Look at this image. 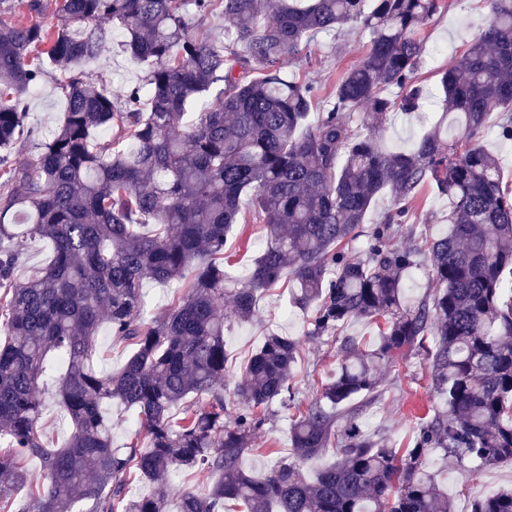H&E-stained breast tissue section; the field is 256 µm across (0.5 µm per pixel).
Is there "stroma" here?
<instances>
[{
    "mask_svg": "<svg viewBox=\"0 0 512 512\" xmlns=\"http://www.w3.org/2000/svg\"><path fill=\"white\" fill-rule=\"evenodd\" d=\"M487 18L481 0H445L444 9L419 33L422 55L426 60L419 77L427 87H435L439 70L444 69L460 54L467 41L477 37ZM114 43L106 53L105 65L89 64L90 76H105L112 86L113 96H122L126 89L138 83L142 70L131 55L120 46L121 34H114ZM368 35L352 28L341 32L322 33L311 43L306 59L298 71L306 80L329 86L345 69L357 64L365 55ZM58 70H49L38 92L28 99V123L38 135L15 144L14 154L24 158L38 152L41 139L49 137L61 124L66 110V99L58 86ZM440 110L438 101H430L422 111L397 113L379 132L382 142L389 147H401L415 140L431 125ZM265 246L262 225H248L241 236H230L224 246L230 257L229 268L237 274L245 273ZM290 288L277 285L259 303L261 318L253 323L228 319L224 336L230 355L227 365L229 381L240 380L250 355L262 344L267 330L302 339L306 358L295 369L301 398L312 395L308 380L328 381L340 362L337 345L331 341L307 338L309 316L291 306ZM382 394L366 412L363 420L368 428L397 444H404L412 436L420 417L438 403L428 370L427 355L422 350L400 354L392 366L380 373ZM257 442L259 453L247 456L245 467L253 474L262 475L274 462L286 455L289 448L288 419L273 418L260 431ZM425 469L435 473L439 486L453 501L456 512H469V501L475 496H489L512 487V461L505 459L481 470L460 467L444 460L442 451L433 450L422 460Z\"/></svg>",
    "mask_w": 512,
    "mask_h": 512,
    "instance_id": "35a3bbf8",
    "label": "stroma"
}]
</instances>
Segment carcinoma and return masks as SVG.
I'll return each instance as SVG.
<instances>
[{
    "label": "carcinoma",
    "instance_id": "1",
    "mask_svg": "<svg viewBox=\"0 0 512 512\" xmlns=\"http://www.w3.org/2000/svg\"><path fill=\"white\" fill-rule=\"evenodd\" d=\"M485 3L484 30L439 72L440 119L402 149L377 132L393 107L413 112L428 99L414 81L417 34L441 0H56L49 25L0 18V512H15L24 488L22 512H169L164 497L129 489L180 468L218 479L179 490L177 512H454L422 467L430 449L480 467L512 459V184L483 146L494 112L512 141V0ZM215 9L221 46L198 34ZM347 25L369 35L368 51L325 100L294 68L318 34ZM116 30L145 64L119 101L83 71ZM43 59L65 73L66 111L40 152L19 161L13 147L32 136L27 99ZM98 129L112 142L94 150ZM427 184L448 198L435 235L413 222ZM381 196L389 205L367 228ZM245 198L266 245L237 279L224 246ZM37 239L53 243V260L23 279ZM417 267L429 292L411 300L406 277ZM148 280L186 283L156 320L146 319ZM282 281L311 313L308 335L339 340L335 376L307 403L296 399L302 345L270 332L224 392V297L251 323ZM353 319L375 324L379 341L343 334ZM104 326L131 348L106 375L94 364ZM429 337L444 404L396 448L361 418L379 397L380 368ZM48 387L72 424L57 448L40 429ZM114 401L137 415L123 449L112 447ZM275 405L297 409L292 453L255 476L243 460ZM330 448L335 461L306 476L304 464ZM470 512H512V490L472 498Z\"/></svg>",
    "mask_w": 512,
    "mask_h": 512
}]
</instances>
